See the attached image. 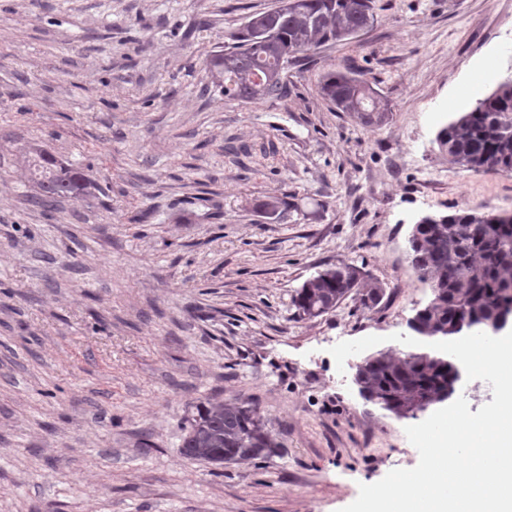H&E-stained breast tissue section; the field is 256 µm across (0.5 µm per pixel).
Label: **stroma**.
<instances>
[{
    "label": "stroma",
    "instance_id": "35a3bbf8",
    "mask_svg": "<svg viewBox=\"0 0 512 512\" xmlns=\"http://www.w3.org/2000/svg\"><path fill=\"white\" fill-rule=\"evenodd\" d=\"M275 0H0V512H340L419 462L407 420L337 367L431 291L420 217L512 213V172L436 141L512 73V0H374L373 25L288 70L283 100H226L206 61ZM353 65L391 116L337 112L320 75ZM80 167L92 195L33 204L25 156ZM285 202L269 218L258 205ZM352 292L298 316L336 264ZM257 405L278 446L214 465L181 453L205 399ZM310 279H315V282L307 285ZM310 279L297 289L292 303L299 314L318 310L321 313L316 316H321L333 311L352 288L358 287L364 280V273L362 268L347 264L327 267Z\"/></svg>",
    "mask_w": 512,
    "mask_h": 512
}]
</instances>
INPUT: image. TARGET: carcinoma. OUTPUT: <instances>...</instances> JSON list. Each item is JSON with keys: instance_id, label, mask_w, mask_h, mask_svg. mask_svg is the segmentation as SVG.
I'll list each match as a JSON object with an SVG mask.
<instances>
[{"instance_id": "cac0c4a2", "label": "carcinoma", "mask_w": 512, "mask_h": 512, "mask_svg": "<svg viewBox=\"0 0 512 512\" xmlns=\"http://www.w3.org/2000/svg\"><path fill=\"white\" fill-rule=\"evenodd\" d=\"M374 22V0H288L252 14L233 35V42L212 54L207 67L229 100H279L288 94L283 74L265 80L266 71L296 60L297 54L327 43L351 40ZM321 97L336 111L381 124L388 104L349 66L330 69L318 83ZM437 142L448 160L473 171L512 172V79L501 82L468 112L442 127ZM29 175L37 188L35 202L78 198L88 194L90 179L61 163L54 155L35 151ZM417 243L409 260L420 281L435 292V300L415 319L417 335L446 341L466 325L491 332L500 318L512 316V213H480L468 207L433 216L417 225ZM302 284L292 303L301 314L334 310L364 280L362 268L327 267ZM453 360L437 350L420 358L379 350L363 359L361 379L369 396L406 414L448 387ZM183 454L191 460L265 457L278 447L257 408L238 401H203L188 420Z\"/></svg>"}]
</instances>
